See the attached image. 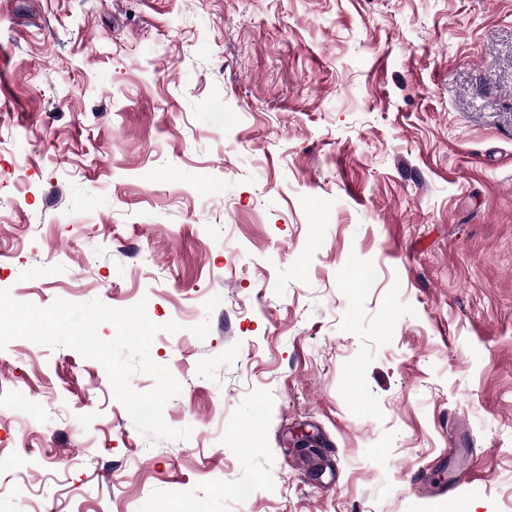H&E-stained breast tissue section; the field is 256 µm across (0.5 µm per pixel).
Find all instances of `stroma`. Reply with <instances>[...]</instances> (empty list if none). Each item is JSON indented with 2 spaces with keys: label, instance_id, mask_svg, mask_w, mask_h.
Listing matches in <instances>:
<instances>
[{
  "label": "stroma",
  "instance_id": "35a3bbf8",
  "mask_svg": "<svg viewBox=\"0 0 512 512\" xmlns=\"http://www.w3.org/2000/svg\"><path fill=\"white\" fill-rule=\"evenodd\" d=\"M0 249V512H512V0H0Z\"/></svg>",
  "mask_w": 512,
  "mask_h": 512
}]
</instances>
